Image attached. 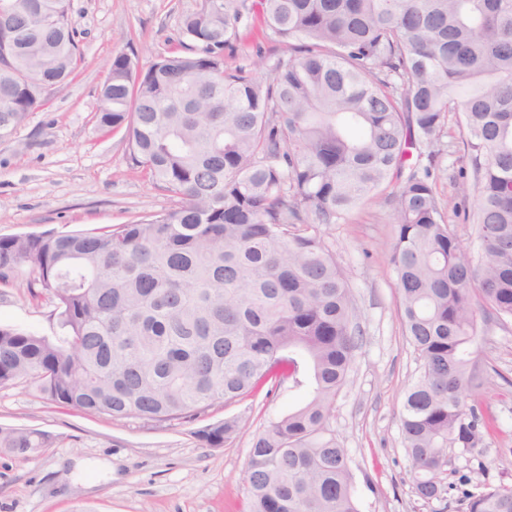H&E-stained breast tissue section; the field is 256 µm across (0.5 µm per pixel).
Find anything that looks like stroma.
<instances>
[{
  "label": "stroma",
  "instance_id": "1",
  "mask_svg": "<svg viewBox=\"0 0 512 512\" xmlns=\"http://www.w3.org/2000/svg\"><path fill=\"white\" fill-rule=\"evenodd\" d=\"M80 61L66 83L14 135L0 139V236L74 231L126 224L171 209L148 176L129 168L123 132L95 129L98 94L108 63L129 55L140 69L168 56L184 14L202 0H70ZM320 233L350 274L363 339L331 427L350 457L360 512H460L476 482L512 484V319L478 321L471 368L490 402L494 428L470 450L450 449L437 500L415 494L401 442L400 415L409 382L419 374L404 334L389 264L393 226L387 207L368 201L346 223ZM0 325L59 339L49 301L32 298L25 281L0 286ZM306 388L215 404L187 421L113 420L52 404L20 384L0 388V426L48 434L47 448L27 460L0 457V512H241L246 466L255 436L299 407ZM240 420L224 447L200 442L196 430Z\"/></svg>",
  "mask_w": 512,
  "mask_h": 512
}]
</instances>
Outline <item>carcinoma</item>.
<instances>
[{
	"label": "carcinoma",
	"mask_w": 512,
	"mask_h": 512,
	"mask_svg": "<svg viewBox=\"0 0 512 512\" xmlns=\"http://www.w3.org/2000/svg\"><path fill=\"white\" fill-rule=\"evenodd\" d=\"M70 0H0V138L44 106L77 61ZM261 26L290 54L265 79L224 52ZM461 115L459 166L442 163ZM96 128L125 129L126 159L175 202L127 224L0 237V285L28 273L65 339L0 326V388L34 386L91 415L191 420L288 376L308 400L249 451L246 512H359L348 450L331 430L363 332L349 276L318 234L383 196L400 321L419 376L401 412L416 495L440 497L448 449L490 434L468 400L478 318L512 319V0H204L178 48L109 63ZM453 217L477 225L463 249ZM478 191L470 204V189ZM241 430L196 432L211 448ZM49 435L0 427L29 459ZM464 512H512V484Z\"/></svg>",
	"instance_id": "1"
}]
</instances>
